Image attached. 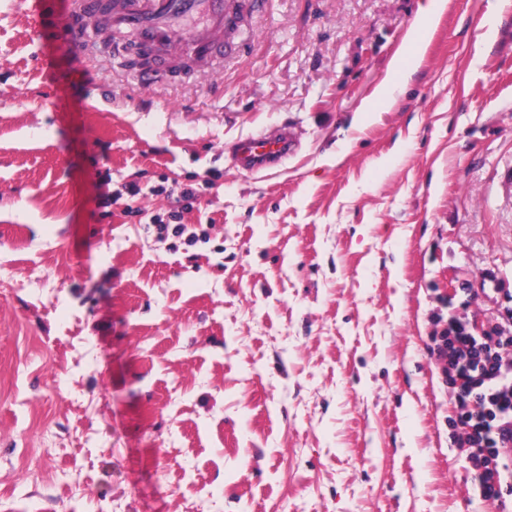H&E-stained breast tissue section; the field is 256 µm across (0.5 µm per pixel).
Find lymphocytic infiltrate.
<instances>
[{
    "mask_svg": "<svg viewBox=\"0 0 512 512\" xmlns=\"http://www.w3.org/2000/svg\"><path fill=\"white\" fill-rule=\"evenodd\" d=\"M454 396L455 442L474 488L502 501L512 484V310L475 323L452 317L428 348Z\"/></svg>",
    "mask_w": 512,
    "mask_h": 512,
    "instance_id": "obj_1",
    "label": "lymphocytic infiltrate"
}]
</instances>
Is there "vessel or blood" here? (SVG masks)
<instances>
[{
  "instance_id": "1",
  "label": "vessel or blood",
  "mask_w": 512,
  "mask_h": 512,
  "mask_svg": "<svg viewBox=\"0 0 512 512\" xmlns=\"http://www.w3.org/2000/svg\"><path fill=\"white\" fill-rule=\"evenodd\" d=\"M103 0H27L26 6L50 45L72 53L84 41L82 25L101 17ZM109 25L133 27L151 43L169 69L190 66L200 70L220 50L226 33L237 23L236 13L224 0H112ZM296 150L288 128L259 132L240 139L233 162L247 172L276 166Z\"/></svg>"
}]
</instances>
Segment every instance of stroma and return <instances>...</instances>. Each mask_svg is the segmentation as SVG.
<instances>
[{
	"mask_svg": "<svg viewBox=\"0 0 512 512\" xmlns=\"http://www.w3.org/2000/svg\"><path fill=\"white\" fill-rule=\"evenodd\" d=\"M237 2L149 83L0 0V512H497L427 347L512 305V0H439L382 112L427 0ZM187 184L191 246L150 222ZM296 150L288 127L259 132L240 139L235 145L234 165L243 171L259 172L276 166Z\"/></svg>",
	"mask_w": 512,
	"mask_h": 512,
	"instance_id": "1",
	"label": "stroma"
}]
</instances>
